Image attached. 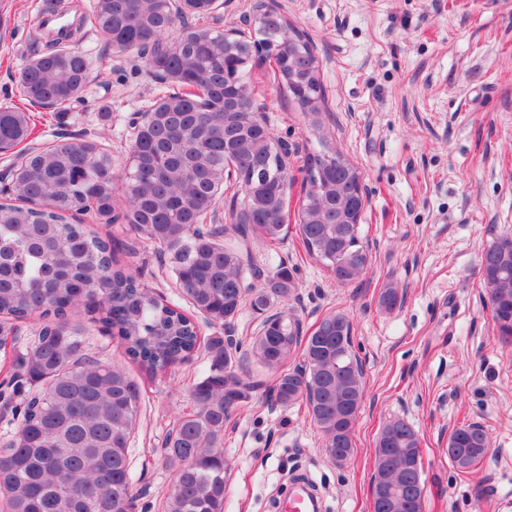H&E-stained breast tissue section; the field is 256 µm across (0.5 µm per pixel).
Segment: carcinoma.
<instances>
[{
  "mask_svg": "<svg viewBox=\"0 0 512 512\" xmlns=\"http://www.w3.org/2000/svg\"><path fill=\"white\" fill-rule=\"evenodd\" d=\"M213 0H92L67 33L68 43L35 40L18 78L20 96L31 105L68 112L82 100L89 79L87 55L74 45L84 29L99 32L121 51L135 50L147 68L184 86L160 90L159 107L144 113L133 134L129 165L120 179L112 156L95 142L63 141L47 150H28L8 199L0 202V316L16 321L38 315L33 336L15 349L12 381L0 390V421L14 430L0 444V512H133L135 496L128 448L140 417L141 388L120 366L89 354L92 336L75 314L93 309L117 330L126 352L152 370H163L199 347L197 324L179 309L159 302L113 259L112 240L85 224L72 223L77 211L102 224L117 221L155 246L168 261L176 284L192 306L224 336L207 346L208 369L190 396L196 410L179 417L163 442V458L174 478L164 512H224L228 463L217 445L224 423L259 383L241 375L239 344L228 332L246 305L262 313L288 297L293 280L282 266L254 287L248 240L283 239L285 201L290 188L277 148L255 149L267 129L253 122L248 108L224 124L230 92L224 88V32L185 26L165 39L178 20L206 19ZM263 39L278 42L283 22L261 14ZM280 78L302 109L321 84L308 39L293 31L291 44L273 55ZM31 134L30 117L18 106H0V153ZM340 153L323 145L307 154L308 174L298 214V233L307 257L320 263L341 286L357 282L369 257L360 245L364 199L356 195L357 169L326 157ZM238 182L261 181V197L249 202L245 220L224 229L205 224L224 175ZM126 208L115 213L116 192ZM481 278L488 290L498 340L512 345V235L501 234L482 251ZM398 289L379 294L391 311ZM252 351L279 375L270 396L282 404L302 402L324 441L354 450L353 432L365 395L364 373L354 351L353 326L343 312L325 315L307 337L300 320L267 317ZM302 364L285 368L295 355ZM405 419L389 420L375 447H419ZM486 427L463 423L448 434V460L460 475L484 461ZM406 505L396 512H424L418 468L392 474Z\"/></svg>",
  "mask_w": 512,
  "mask_h": 512,
  "instance_id": "cac0c4a2",
  "label": "carcinoma"
}]
</instances>
